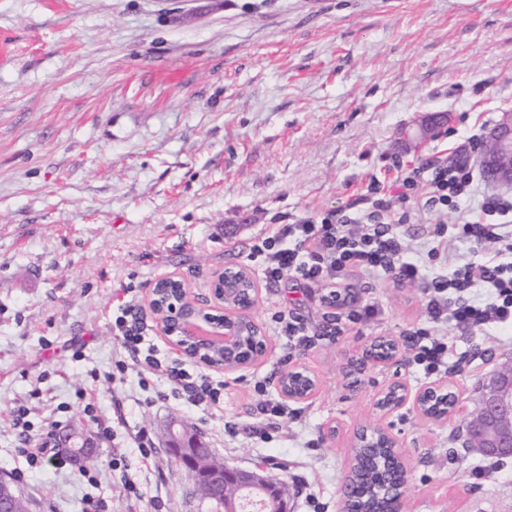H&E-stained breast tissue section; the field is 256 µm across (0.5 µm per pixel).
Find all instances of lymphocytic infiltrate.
I'll use <instances>...</instances> for the list:
<instances>
[{
    "instance_id": "f902f5d3",
    "label": "lymphocytic infiltrate",
    "mask_w": 512,
    "mask_h": 512,
    "mask_svg": "<svg viewBox=\"0 0 512 512\" xmlns=\"http://www.w3.org/2000/svg\"><path fill=\"white\" fill-rule=\"evenodd\" d=\"M472 186L473 160L462 143L450 156L425 160L401 173L388 188L369 185L367 193L336 214L276 225L271 235L254 239L248 259L270 287L291 278L337 295L350 275L420 284L427 297V321L410 332L409 341L416 365L435 375L448 367L450 327L512 328V195L487 193L476 210H461L459 203ZM410 202L457 215L454 225H436L423 261L408 255L394 231L408 220ZM452 240L468 243V261L449 262ZM112 333L120 350L112 359L110 380L125 379L132 370L140 386L163 378L174 399L195 407L223 406V378L160 356L140 308L119 307ZM62 427L59 419L46 423L38 446L21 449L29 467L64 465L56 443Z\"/></svg>"
}]
</instances>
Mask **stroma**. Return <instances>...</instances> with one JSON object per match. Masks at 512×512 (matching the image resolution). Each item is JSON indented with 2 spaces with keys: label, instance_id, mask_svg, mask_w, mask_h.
Masks as SVG:
<instances>
[{
  "label": "stroma",
  "instance_id": "35a3bbf8",
  "mask_svg": "<svg viewBox=\"0 0 512 512\" xmlns=\"http://www.w3.org/2000/svg\"><path fill=\"white\" fill-rule=\"evenodd\" d=\"M508 110L512 0H0V477L23 470L14 488L29 512H82L89 496L110 512H208L164 446L179 416L227 464L263 463L293 512H338L354 436L380 422L410 469L404 512H512V458L465 454L459 420L379 418L375 397L394 377L431 382L411 351L359 379L346 372L374 337L400 340L424 321L416 284L350 279L381 313L331 339L321 287L262 288L259 323L285 310L320 339L289 354L270 336L262 361L225 376L219 410L148 405L165 382L105 377L119 349L113 312L145 305L160 276L207 294L274 225L336 212ZM430 113L445 116L435 136L405 148L400 132ZM455 221L416 208L399 232L415 253ZM448 347L446 377L475 409L477 382L512 358V330L452 328ZM294 364L315 373L317 393L271 441L252 438L249 381L269 378L277 397L274 376ZM60 407L97 484L73 464L28 468L16 452L13 410L37 430ZM140 430L155 442L147 459Z\"/></svg>",
  "mask_w": 512,
  "mask_h": 512
}]
</instances>
